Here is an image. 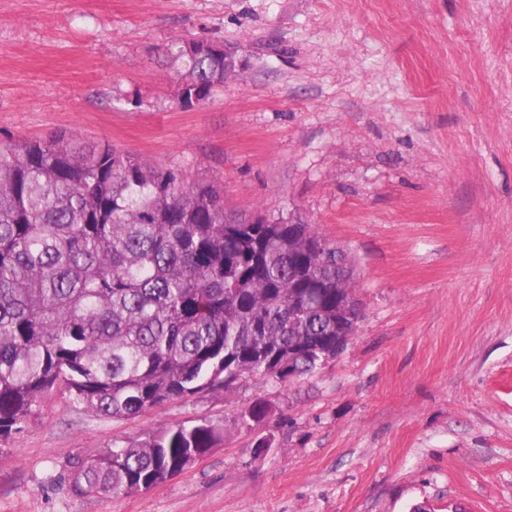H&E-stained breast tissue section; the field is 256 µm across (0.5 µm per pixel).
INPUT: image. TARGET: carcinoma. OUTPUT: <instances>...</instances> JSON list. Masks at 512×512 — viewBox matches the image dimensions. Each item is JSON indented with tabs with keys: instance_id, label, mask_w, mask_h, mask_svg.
I'll list each match as a JSON object with an SVG mask.
<instances>
[{
	"instance_id": "carcinoma-1",
	"label": "carcinoma",
	"mask_w": 512,
	"mask_h": 512,
	"mask_svg": "<svg viewBox=\"0 0 512 512\" xmlns=\"http://www.w3.org/2000/svg\"><path fill=\"white\" fill-rule=\"evenodd\" d=\"M181 98L213 93L236 61L188 55ZM310 224H228L224 192L63 133L0 145V436L65 386L83 411L128 420L229 388L295 350L297 375L356 334L345 254L288 251ZM224 439L206 420L116 443L77 470V493L150 489Z\"/></svg>"
}]
</instances>
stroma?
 Wrapping results in <instances>:
<instances>
[{"label": "stroma", "instance_id": "1", "mask_svg": "<svg viewBox=\"0 0 512 512\" xmlns=\"http://www.w3.org/2000/svg\"><path fill=\"white\" fill-rule=\"evenodd\" d=\"M193 40L239 74L184 108ZM60 132L314 225L364 317L313 373L128 421L53 390L0 437V512H512V0H0V144ZM204 418L223 445L166 482L74 493L113 443Z\"/></svg>", "mask_w": 512, "mask_h": 512}]
</instances>
